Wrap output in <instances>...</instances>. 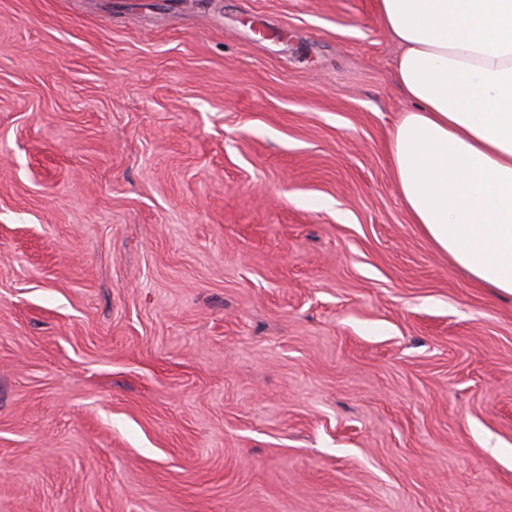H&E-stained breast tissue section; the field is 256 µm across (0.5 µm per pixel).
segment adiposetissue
<instances>
[{"label": "adipose tissue", "instance_id": "obj_1", "mask_svg": "<svg viewBox=\"0 0 512 512\" xmlns=\"http://www.w3.org/2000/svg\"><path fill=\"white\" fill-rule=\"evenodd\" d=\"M408 105L387 151L399 200L485 287L512 295V0H378Z\"/></svg>", "mask_w": 512, "mask_h": 512}]
</instances>
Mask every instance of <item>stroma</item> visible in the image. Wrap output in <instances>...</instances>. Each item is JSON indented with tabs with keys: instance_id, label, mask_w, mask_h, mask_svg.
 <instances>
[{
	"instance_id": "35a3bbf8",
	"label": "stroma",
	"mask_w": 512,
	"mask_h": 512,
	"mask_svg": "<svg viewBox=\"0 0 512 512\" xmlns=\"http://www.w3.org/2000/svg\"><path fill=\"white\" fill-rule=\"evenodd\" d=\"M377 0H0V512H512V296L413 224Z\"/></svg>"
}]
</instances>
